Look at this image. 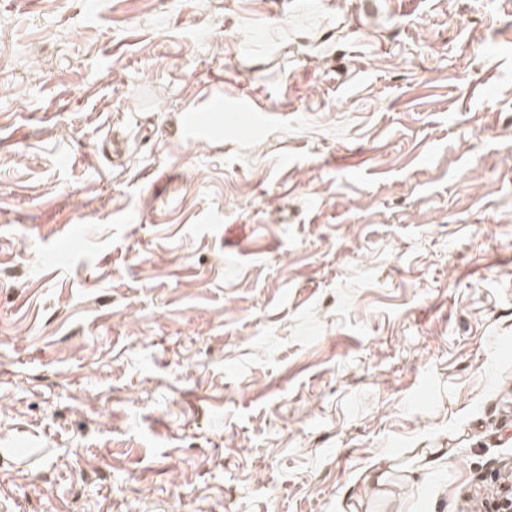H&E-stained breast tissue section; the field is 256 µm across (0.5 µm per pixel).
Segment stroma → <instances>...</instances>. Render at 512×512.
Returning a JSON list of instances; mask_svg holds the SVG:
<instances>
[{"mask_svg":"<svg viewBox=\"0 0 512 512\" xmlns=\"http://www.w3.org/2000/svg\"><path fill=\"white\" fill-rule=\"evenodd\" d=\"M246 94L264 133H181ZM504 470L512 0H0V512H469ZM184 114V124L189 140H210L217 136H224V114L222 112L198 108Z\"/></svg>","mask_w":512,"mask_h":512,"instance_id":"stroma-1","label":"stroma"}]
</instances>
